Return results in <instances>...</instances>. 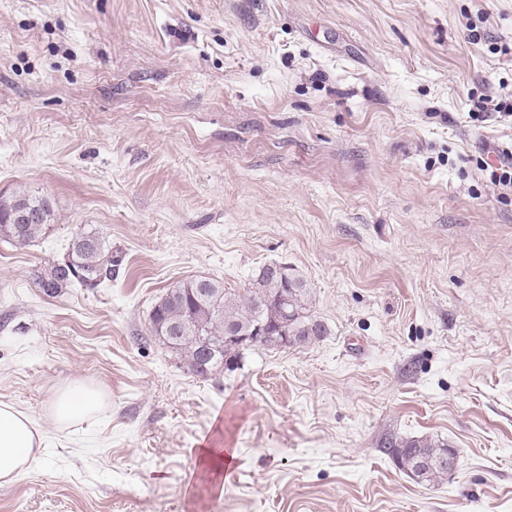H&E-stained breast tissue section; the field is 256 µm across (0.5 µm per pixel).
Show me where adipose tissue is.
I'll return each mask as SVG.
<instances>
[{"instance_id":"1","label":"adipose tissue","mask_w":512,"mask_h":512,"mask_svg":"<svg viewBox=\"0 0 512 512\" xmlns=\"http://www.w3.org/2000/svg\"><path fill=\"white\" fill-rule=\"evenodd\" d=\"M109 409L106 395L84 380H72L56 392L51 410L58 429L94 419ZM45 436L29 415L0 402V485L41 468L46 456Z\"/></svg>"}]
</instances>
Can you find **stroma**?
Returning a JSON list of instances; mask_svg holds the SVG:
<instances>
[{
	"mask_svg": "<svg viewBox=\"0 0 512 512\" xmlns=\"http://www.w3.org/2000/svg\"><path fill=\"white\" fill-rule=\"evenodd\" d=\"M482 96L512 102V0H0V195L52 210L0 241V401L49 443L0 512H512V190L481 169L512 120ZM81 230L111 282L46 295ZM272 263L326 336L208 377L151 336L178 283ZM74 378L111 410L61 432ZM413 437L448 482L397 467ZM21 211H30L36 218L31 213H24L20 218L31 221L18 223L15 216ZM50 221L48 202L31 197L25 190L19 189L0 198V240L13 247H25L39 239L48 230ZM388 445L397 465L408 474L413 473L421 482L438 485L447 482L452 476L450 470L455 468L456 456L448 458L454 449L448 448L444 442L438 443L427 438L401 439L398 442L391 441ZM236 458L235 452L228 454L225 448H200V459L204 466V471L209 475L215 474V478L220 476L225 467Z\"/></svg>",
	"mask_w": 512,
	"mask_h": 512,
	"instance_id": "obj_1",
	"label": "stroma"
}]
</instances>
